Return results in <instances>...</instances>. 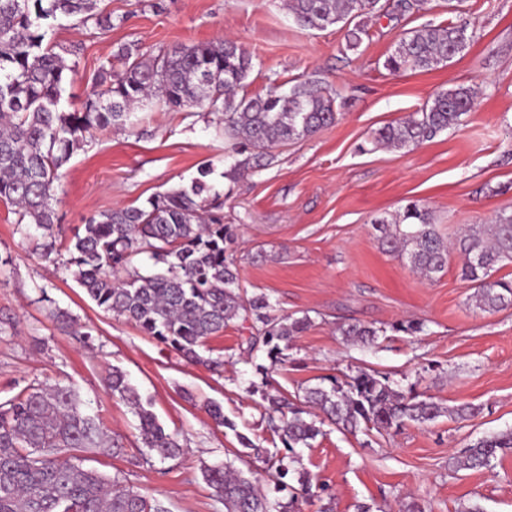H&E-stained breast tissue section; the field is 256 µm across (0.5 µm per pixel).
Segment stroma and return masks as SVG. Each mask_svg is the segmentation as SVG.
Returning <instances> with one entry per match:
<instances>
[{"mask_svg": "<svg viewBox=\"0 0 512 512\" xmlns=\"http://www.w3.org/2000/svg\"><path fill=\"white\" fill-rule=\"evenodd\" d=\"M112 28L100 32L59 20L55 41L76 66L65 84L66 110L80 109L100 64L121 47L158 54L179 45L229 39L254 56L245 95L290 88L310 78L337 94L335 124L274 150L266 169L228 178L234 163L224 116L214 112L134 110L125 124L95 133L66 166L57 205L66 236L91 215L139 206L190 184L202 166L224 197V221L237 237L228 252L248 295L266 294L278 316H310L292 338L285 365L269 375L264 353L246 355L248 324L236 320L210 337L201 361L188 360L103 311L73 278L68 252L42 259L11 206L0 203V403L32 385L73 386L87 412H102L126 453H79L77 463L163 500L170 512H224L202 477L204 466L235 460L243 440L282 451L267 422L263 393L291 400L322 379L364 369L395 388L433 398L447 413L399 431L346 433L324 425L289 465L288 482L309 472L326 485L333 512H512V450L490 467L456 469L454 459L480 438L512 429V308L486 313L470 301L462 260L451 256L434 279L407 258L383 251L374 220L394 221L409 203L428 208L455 241L472 224L512 209V0H431L419 11L372 18L369 40L347 49L344 28L297 26L284 0H100ZM467 20L474 37L448 63L390 73L384 61L405 32ZM475 92L462 124L417 147L375 146V132L418 111L435 94ZM65 312L70 327L53 319ZM422 322L423 332L392 331ZM359 321L384 328L371 347L346 342L339 328ZM221 359L222 367L206 366ZM127 375L167 431L179 433L181 458L142 461L139 422L108 389L112 367ZM219 403L228 426L206 410ZM473 405L475 416L452 409Z\"/></svg>", "mask_w": 512, "mask_h": 512, "instance_id": "1", "label": "stroma"}]
</instances>
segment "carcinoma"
I'll use <instances>...</instances> for the list:
<instances>
[{"mask_svg": "<svg viewBox=\"0 0 512 512\" xmlns=\"http://www.w3.org/2000/svg\"><path fill=\"white\" fill-rule=\"evenodd\" d=\"M98 0H0V201L18 208V222L35 226L42 240V257L50 261L63 246L75 266L74 278L87 296L107 312L127 318L150 336L189 359H200L207 340L233 320L251 321L255 333L245 352H265L267 375L284 364L291 338L311 326L308 316L270 314L265 294L240 292L227 244L234 239L224 223V202L210 194L205 181L210 170L188 186L148 199L143 206L102 211L90 216L83 233L63 241L53 203L64 178L63 167L74 150L93 133L107 130L140 104L163 103L173 112H221L224 137L238 156L233 170L259 171L270 165L272 150L309 137L336 121L335 93L310 80L290 90L277 87L252 97L238 96L253 67V56L236 42L219 40L179 46L156 56L126 47L117 63L100 67L96 90L82 108H61L67 73L54 47L45 43L40 22L58 18L93 21L101 30L112 27V16L95 12ZM428 0H287L294 22L307 30H324L339 23L353 25L346 47L358 48L369 36L364 20L393 7L404 14ZM465 24L425 25L401 38L384 66L401 70H431L460 54V44L472 40ZM474 94L460 87L437 94L420 111L375 133L374 142L403 150L435 138L463 122ZM377 239L388 251L405 254L414 272L432 279L448 265L450 251L463 255L461 276L475 288L477 308L498 312L512 307V280L491 279V270L512 262V212L501 211L494 223L477 225L450 244L432 224L430 212L416 204L406 207L402 223L374 225ZM149 253L165 265L141 274L134 265ZM342 335L364 347L375 343L381 329L361 323L339 327ZM112 395L126 401L139 419L149 454L175 460L183 453L177 435L167 432L142 401L125 373L112 369ZM269 424L286 451L270 455L248 441L246 456L262 460L265 473L278 490L287 488L288 454L321 434L324 421L340 431L399 429L408 422L424 424L444 413L434 401L397 390L386 375L359 370L340 383L330 379L305 390L306 410L286 396L265 395ZM512 448V430L485 437L456 461L463 469L485 467L497 453ZM114 455L121 445L103 432L97 414L81 409L69 386L28 387L0 403V512H169L164 503L139 491L114 487L97 471L70 462L72 451ZM208 486L224 501V512H296L297 494L288 501H270L259 478L226 462L203 471Z\"/></svg>", "mask_w": 512, "mask_h": 512, "instance_id": "1", "label": "carcinoma"}]
</instances>
